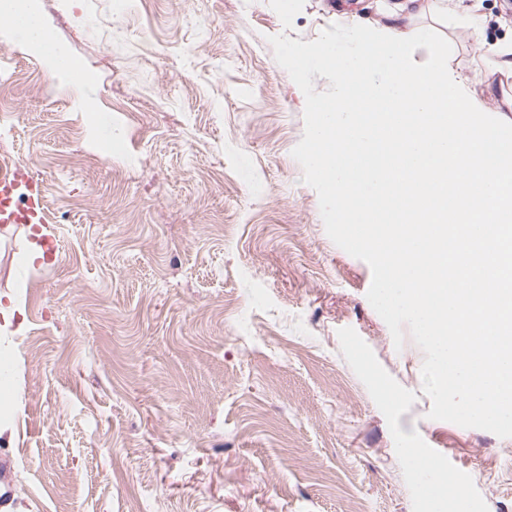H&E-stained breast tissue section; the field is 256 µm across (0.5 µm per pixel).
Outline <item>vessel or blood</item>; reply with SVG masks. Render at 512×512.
I'll list each match as a JSON object with an SVG mask.
<instances>
[{
  "label": "vessel or blood",
  "instance_id": "1",
  "mask_svg": "<svg viewBox=\"0 0 512 512\" xmlns=\"http://www.w3.org/2000/svg\"><path fill=\"white\" fill-rule=\"evenodd\" d=\"M44 186L23 168L0 174V223L41 224L45 221Z\"/></svg>",
  "mask_w": 512,
  "mask_h": 512
}]
</instances>
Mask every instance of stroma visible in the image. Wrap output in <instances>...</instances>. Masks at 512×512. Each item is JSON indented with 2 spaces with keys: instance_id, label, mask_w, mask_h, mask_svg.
Returning a JSON list of instances; mask_svg holds the SVG:
<instances>
[{
  "instance_id": "stroma-1",
  "label": "stroma",
  "mask_w": 512,
  "mask_h": 512,
  "mask_svg": "<svg viewBox=\"0 0 512 512\" xmlns=\"http://www.w3.org/2000/svg\"><path fill=\"white\" fill-rule=\"evenodd\" d=\"M399 2L305 0L287 30L268 0H37L94 116L0 22V154L43 180L55 248L19 287L38 235L0 226L4 512H425L437 476L466 492L453 512H512V438L429 419L422 350L395 347L291 155L305 96L270 37L392 24ZM411 12L512 120V0Z\"/></svg>"
}]
</instances>
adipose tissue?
<instances>
[{
  "instance_id": "ef3b65f1",
  "label": "adipose tissue",
  "mask_w": 512,
  "mask_h": 512,
  "mask_svg": "<svg viewBox=\"0 0 512 512\" xmlns=\"http://www.w3.org/2000/svg\"><path fill=\"white\" fill-rule=\"evenodd\" d=\"M8 21L25 44L37 52L57 78L60 87L68 88L79 84L89 85V78L83 77L79 64L62 52L50 39L34 4L12 6Z\"/></svg>"
}]
</instances>
